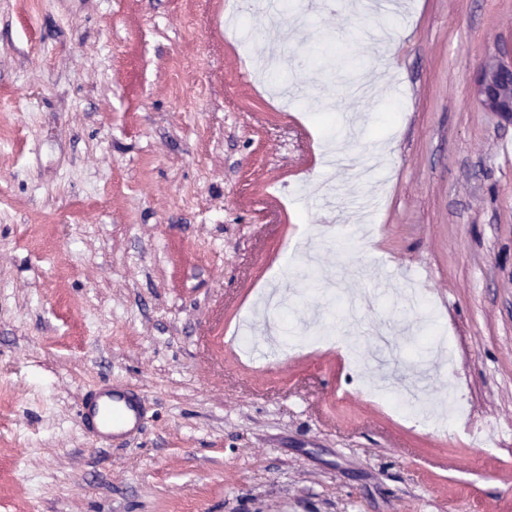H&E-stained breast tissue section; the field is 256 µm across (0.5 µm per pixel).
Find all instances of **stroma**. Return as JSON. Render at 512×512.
Here are the masks:
<instances>
[{
	"label": "stroma",
	"instance_id": "35a3bbf8",
	"mask_svg": "<svg viewBox=\"0 0 512 512\" xmlns=\"http://www.w3.org/2000/svg\"><path fill=\"white\" fill-rule=\"evenodd\" d=\"M309 4L236 34L225 0H0V512H512V121L472 95L512 0ZM275 279L295 348L244 357ZM428 320L448 357L400 364L442 426L367 393ZM104 379L147 398L122 447L78 417Z\"/></svg>",
	"mask_w": 512,
	"mask_h": 512
}]
</instances>
